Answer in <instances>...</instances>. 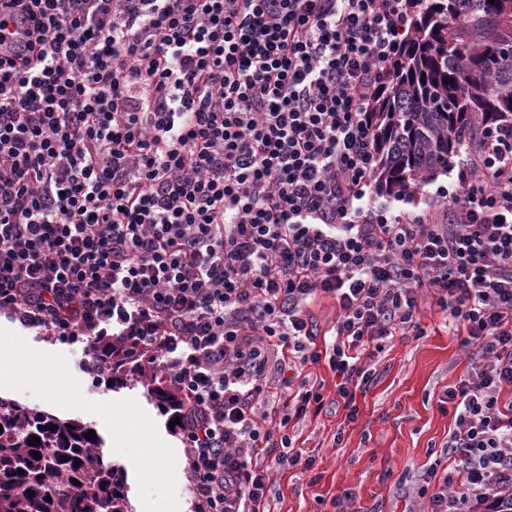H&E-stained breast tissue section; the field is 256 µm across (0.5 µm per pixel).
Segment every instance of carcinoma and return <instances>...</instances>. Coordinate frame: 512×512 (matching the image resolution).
<instances>
[{
  "instance_id": "carcinoma-1",
  "label": "carcinoma",
  "mask_w": 512,
  "mask_h": 512,
  "mask_svg": "<svg viewBox=\"0 0 512 512\" xmlns=\"http://www.w3.org/2000/svg\"><path fill=\"white\" fill-rule=\"evenodd\" d=\"M407 6L410 36L370 105L376 178L395 200L447 170L486 126L512 122V0ZM149 386L178 410L175 390ZM88 430L1 398L0 512H133L122 468L99 451L100 440L85 438Z\"/></svg>"
}]
</instances>
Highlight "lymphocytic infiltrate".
Masks as SVG:
<instances>
[{
    "label": "lymphocytic infiltrate",
    "mask_w": 512,
    "mask_h": 512,
    "mask_svg": "<svg viewBox=\"0 0 512 512\" xmlns=\"http://www.w3.org/2000/svg\"><path fill=\"white\" fill-rule=\"evenodd\" d=\"M407 28L406 0H0V313L171 386L204 512H271V474L313 466L287 450L323 407L298 369L353 408L424 296L480 358L422 512L512 488V128L449 164L446 223L373 202ZM309 310L313 320H315L321 330V336H318L316 340L321 345L324 339V336H322L324 331L329 330L336 320V300L331 297H320L310 305Z\"/></svg>",
    "instance_id": "lymphocytic-infiltrate-1"
}]
</instances>
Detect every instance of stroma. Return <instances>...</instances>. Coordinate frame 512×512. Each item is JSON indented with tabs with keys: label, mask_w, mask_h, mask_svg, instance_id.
I'll list each match as a JSON object with an SVG mask.
<instances>
[{
	"label": "stroma",
	"mask_w": 512,
	"mask_h": 512,
	"mask_svg": "<svg viewBox=\"0 0 512 512\" xmlns=\"http://www.w3.org/2000/svg\"><path fill=\"white\" fill-rule=\"evenodd\" d=\"M419 336L386 339L367 367L372 378L355 392L359 409L349 419L336 395V375L327 364L304 367L319 386L323 409L314 418L290 422L295 449L310 456L311 469L293 467L275 473L268 497L274 512H336L337 501L354 512H411L426 471L449 467L443 448L454 428V409L446 402L449 388L467 379L479 355L462 344L448 318L431 300H422ZM34 348L49 345L67 367V378L81 393L83 408L55 394L47 374L22 373L0 386V398L31 410L90 426L123 466L134 512H201L193 496L181 433L170 417L146 395L136 375L126 385L93 382L89 355L80 346L59 341L48 332H31ZM133 409L149 425L147 434L119 431L108 415ZM166 448L170 465L147 473L129 468L133 459H150L155 447Z\"/></svg>",
	"instance_id": "1"
}]
</instances>
